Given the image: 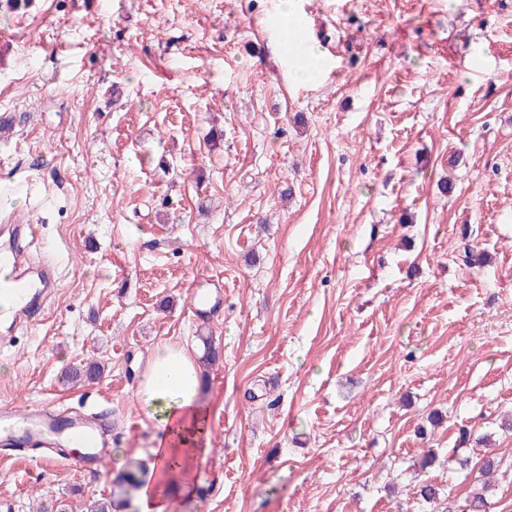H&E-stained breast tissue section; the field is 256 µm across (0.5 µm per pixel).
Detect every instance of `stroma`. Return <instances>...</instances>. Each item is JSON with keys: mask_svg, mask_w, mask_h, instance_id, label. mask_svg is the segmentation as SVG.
I'll return each mask as SVG.
<instances>
[{"mask_svg": "<svg viewBox=\"0 0 512 512\" xmlns=\"http://www.w3.org/2000/svg\"><path fill=\"white\" fill-rule=\"evenodd\" d=\"M296 4L312 84L272 54L278 0H0V218L57 275L0 341V404L112 434L93 469L0 457V512L147 482L138 385L206 336L209 451L166 512H445L488 455L512 512V0ZM307 56L309 58L305 66L293 65V71L296 79L305 82H313L319 78L323 71V55L318 49L312 47L308 51Z\"/></svg>", "mask_w": 512, "mask_h": 512, "instance_id": "stroma-1", "label": "stroma"}]
</instances>
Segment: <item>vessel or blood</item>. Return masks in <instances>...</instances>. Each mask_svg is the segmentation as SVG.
<instances>
[{
  "mask_svg": "<svg viewBox=\"0 0 512 512\" xmlns=\"http://www.w3.org/2000/svg\"><path fill=\"white\" fill-rule=\"evenodd\" d=\"M12 244L9 263L14 271L0 280V319L10 327H20L41 317L45 310L48 290L55 285L49 270L38 271L36 278H28L19 268L25 261L33 241L34 225L12 220ZM0 441L27 446L56 448L59 445L80 448L73 457L74 465L84 467L102 462L109 453L110 439L101 430L95 416L83 413L70 418L67 427H60L56 410L49 406H33L18 410L14 405H0Z\"/></svg>",
  "mask_w": 512,
  "mask_h": 512,
  "instance_id": "obj_1",
  "label": "vessel or blood"
}]
</instances>
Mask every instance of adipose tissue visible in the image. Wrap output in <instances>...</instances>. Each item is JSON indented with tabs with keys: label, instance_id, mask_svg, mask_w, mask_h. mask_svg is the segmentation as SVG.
I'll use <instances>...</instances> for the list:
<instances>
[{
	"label": "adipose tissue",
	"instance_id": "ef3b65f1",
	"mask_svg": "<svg viewBox=\"0 0 512 512\" xmlns=\"http://www.w3.org/2000/svg\"><path fill=\"white\" fill-rule=\"evenodd\" d=\"M200 367L185 349L165 345L157 349L140 382L144 404L160 421L165 444L156 449L154 480L140 490L142 512H165L166 500L173 489L190 492L195 481V465L203 454L201 435L208 415L198 402ZM176 465L179 480L166 479L168 465Z\"/></svg>",
	"mask_w": 512,
	"mask_h": 512
}]
</instances>
